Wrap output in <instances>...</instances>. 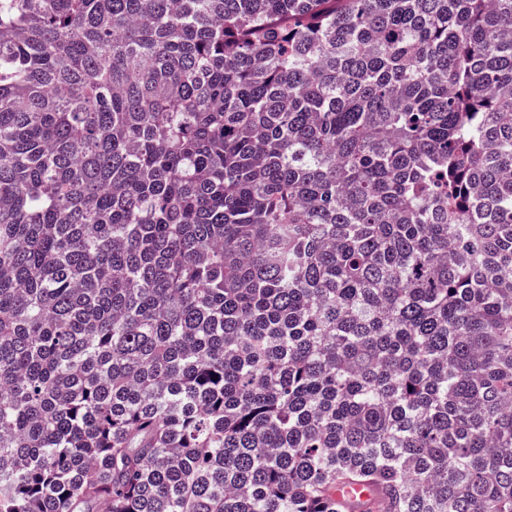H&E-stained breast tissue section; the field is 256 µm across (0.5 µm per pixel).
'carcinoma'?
Segmentation results:
<instances>
[{
    "label": "carcinoma",
    "mask_w": 512,
    "mask_h": 512,
    "mask_svg": "<svg viewBox=\"0 0 512 512\" xmlns=\"http://www.w3.org/2000/svg\"><path fill=\"white\" fill-rule=\"evenodd\" d=\"M0 512H512V0H0Z\"/></svg>",
    "instance_id": "1"
}]
</instances>
